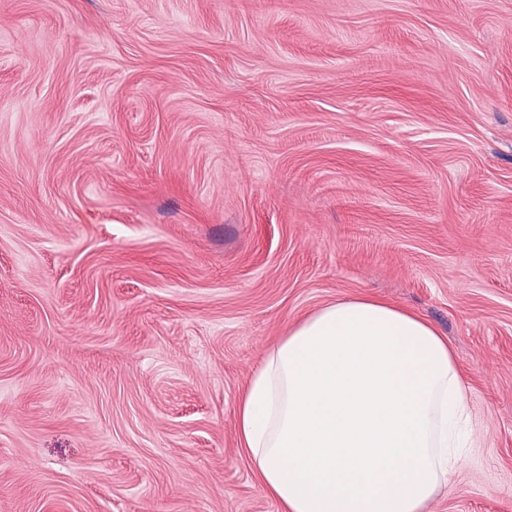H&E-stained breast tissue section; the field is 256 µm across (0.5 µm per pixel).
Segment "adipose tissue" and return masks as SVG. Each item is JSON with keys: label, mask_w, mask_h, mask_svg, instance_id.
I'll return each instance as SVG.
<instances>
[{"label": "adipose tissue", "mask_w": 512, "mask_h": 512, "mask_svg": "<svg viewBox=\"0 0 512 512\" xmlns=\"http://www.w3.org/2000/svg\"><path fill=\"white\" fill-rule=\"evenodd\" d=\"M447 337L359 295L298 321L235 408L238 441L279 512H426L470 442Z\"/></svg>", "instance_id": "obj_1"}]
</instances>
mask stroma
<instances>
[{
	"label": "stroma",
	"mask_w": 512,
	"mask_h": 512,
	"mask_svg": "<svg viewBox=\"0 0 512 512\" xmlns=\"http://www.w3.org/2000/svg\"><path fill=\"white\" fill-rule=\"evenodd\" d=\"M447 336L512 512V0H0V512H278L234 411L339 297Z\"/></svg>",
	"instance_id": "35a3bbf8"
}]
</instances>
